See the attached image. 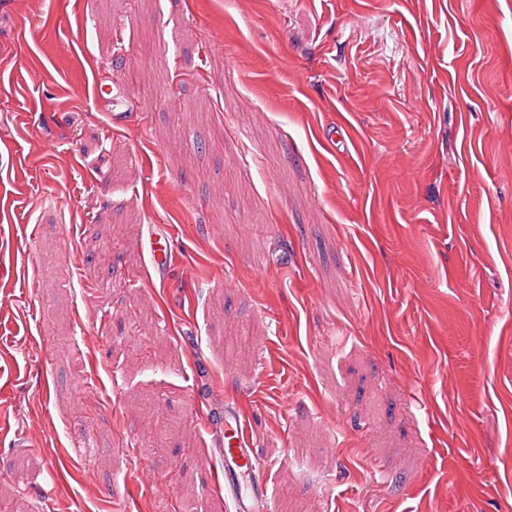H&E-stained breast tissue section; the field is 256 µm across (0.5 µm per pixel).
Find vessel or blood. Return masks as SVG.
Masks as SVG:
<instances>
[{
  "label": "vessel or blood",
  "mask_w": 512,
  "mask_h": 512,
  "mask_svg": "<svg viewBox=\"0 0 512 512\" xmlns=\"http://www.w3.org/2000/svg\"><path fill=\"white\" fill-rule=\"evenodd\" d=\"M173 235L162 224L148 230L146 244L155 269L167 274L173 254ZM223 461V481L220 485L236 512H271L268 481L258 460L246 426L235 408L224 412V446L219 451Z\"/></svg>",
  "instance_id": "1"
}]
</instances>
